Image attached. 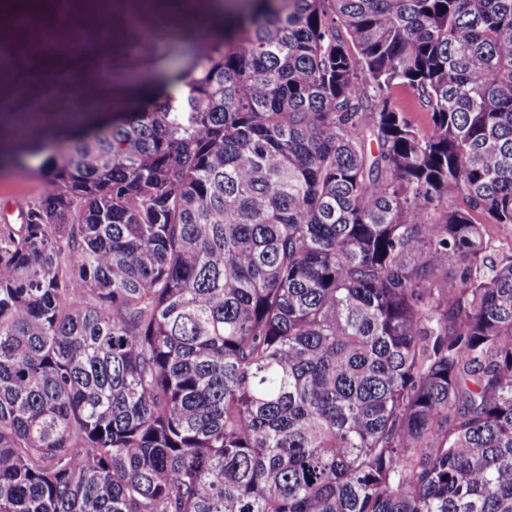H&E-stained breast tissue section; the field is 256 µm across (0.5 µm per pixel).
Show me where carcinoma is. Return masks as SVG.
Listing matches in <instances>:
<instances>
[{
	"mask_svg": "<svg viewBox=\"0 0 512 512\" xmlns=\"http://www.w3.org/2000/svg\"><path fill=\"white\" fill-rule=\"evenodd\" d=\"M246 2L107 119L70 0L0 17L77 118L0 112L46 183L0 224V512H512V0Z\"/></svg>",
	"mask_w": 512,
	"mask_h": 512,
	"instance_id": "carcinoma-1",
	"label": "carcinoma"
}]
</instances>
